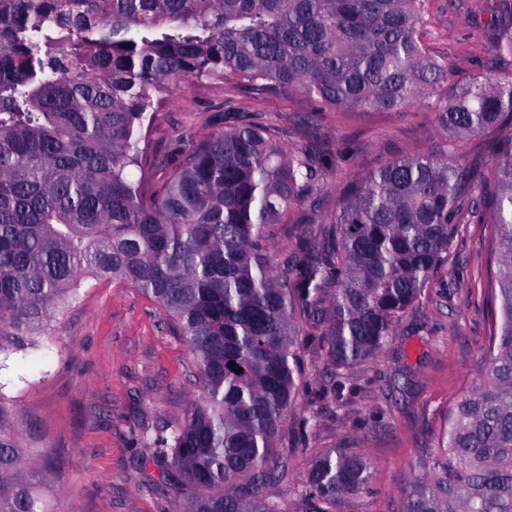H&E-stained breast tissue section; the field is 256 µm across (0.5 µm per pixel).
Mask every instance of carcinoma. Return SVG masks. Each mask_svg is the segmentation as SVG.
<instances>
[{"label":"carcinoma","instance_id":"carcinoma-1","mask_svg":"<svg viewBox=\"0 0 512 512\" xmlns=\"http://www.w3.org/2000/svg\"><path fill=\"white\" fill-rule=\"evenodd\" d=\"M427 0H0V369L43 348L85 278L151 298L192 356L201 397L148 445L205 494L187 512H288L270 486L304 323L343 373L377 356L472 218L496 226L500 321L482 379L448 409L402 512H512V138L490 173L448 143L385 163L272 270L269 229L313 189L320 156L245 116L198 140L145 197L129 171L144 121L188 83L301 93L316 111L435 101L446 132L512 121V20L486 0L496 65L448 82L422 41ZM44 450L0 385V512H56ZM361 452L315 460L299 512L366 492Z\"/></svg>","mask_w":512,"mask_h":512}]
</instances>
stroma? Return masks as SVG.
<instances>
[{"label": "stroma", "mask_w": 512, "mask_h": 512, "mask_svg": "<svg viewBox=\"0 0 512 512\" xmlns=\"http://www.w3.org/2000/svg\"><path fill=\"white\" fill-rule=\"evenodd\" d=\"M424 40L451 63L452 78L481 72L491 57L489 15L483 0H428ZM434 105L406 112L339 109L316 113L300 95L251 93L231 82H195L156 112L141 167L132 179L160 190L183 147L232 127L249 113L298 148L319 142L325 158L309 200L274 225L268 254L276 272L287 269L301 226L325 222L347 184L411 153L446 149ZM493 229L465 225L448 263L402 315L393 340L375 358L353 368L346 399L322 394L335 369L317 339L301 347L302 379L277 442L287 478L275 485L295 512L317 456L329 448H356L371 463L369 492L339 500L336 512H401L416 461L434 448L443 414L459 394L479 383L490 316L498 311L496 283L487 275ZM26 432L50 460L46 481L58 512H186L193 495L153 460L144 437L182 421L201 392L186 346L167 329L154 302L126 284L86 280L40 351L0 370Z\"/></svg>", "instance_id": "35a3bbf8"}]
</instances>
